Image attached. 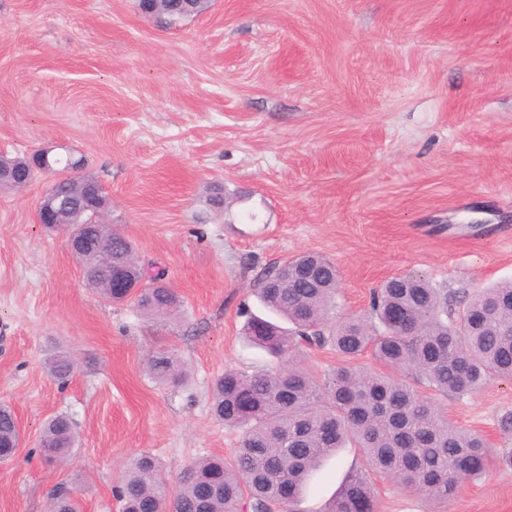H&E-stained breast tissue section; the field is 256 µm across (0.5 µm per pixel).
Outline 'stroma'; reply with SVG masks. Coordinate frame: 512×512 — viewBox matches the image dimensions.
Segmentation results:
<instances>
[{
	"mask_svg": "<svg viewBox=\"0 0 512 512\" xmlns=\"http://www.w3.org/2000/svg\"><path fill=\"white\" fill-rule=\"evenodd\" d=\"M58 144L87 158L110 221L140 264L166 269L182 314L147 320L89 288L65 233L37 221L45 177L0 192V402L25 433L0 463V512H48L60 483L83 512H119L134 457L154 455L175 484L236 448L212 385L275 367L241 332L290 258L333 261L350 315L407 272L452 298L512 281V0H210L170 28L136 0H0V152ZM60 349L77 362L64 383L47 368ZM161 349L187 384L151 377ZM418 391L493 455L512 451V379ZM58 414L77 441L49 463L38 443ZM366 469L341 449L296 512H322ZM374 483L377 512H512V468L439 505Z\"/></svg>",
	"mask_w": 512,
	"mask_h": 512,
	"instance_id": "1",
	"label": "stroma"
}]
</instances>
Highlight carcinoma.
Returning a JSON list of instances; mask_svg holds the SVG:
<instances>
[{
    "label": "carcinoma",
    "mask_w": 512,
    "mask_h": 512,
    "mask_svg": "<svg viewBox=\"0 0 512 512\" xmlns=\"http://www.w3.org/2000/svg\"><path fill=\"white\" fill-rule=\"evenodd\" d=\"M209 0H158L152 17L165 25L203 13ZM58 174L52 191L66 201L59 223L81 242L73 252L90 274V286L116 303L110 274L123 271L136 286V304L150 319H167L180 307L172 288L158 285L165 269L139 264L132 241L110 224H90L80 197L89 174L70 175L69 157L52 161ZM9 177L0 189L16 192V177L32 166L8 158ZM257 296L267 315L248 314L247 341L276 358L279 366L251 374L226 370L216 379L212 412L241 431L228 459L196 460L175 486L160 474L156 458L142 455L121 475L115 489L120 512H272L300 497L314 472L340 448H359L370 470L426 500L446 503L460 485L482 477L492 462L486 440L464 432L419 396L414 384L445 395L473 393L495 378H512V281L481 288L461 300L448 299L425 276H393L374 289L364 315L336 314V274L329 261L305 254ZM329 348L341 364L318 382L304 365V350ZM369 357L371 368L360 360ZM49 368L61 383L73 374L69 356L57 354ZM150 372L161 383L181 386L189 375L168 351L153 356ZM13 410L0 404V462L17 446ZM75 444L71 420L45 423L40 454L65 459ZM51 512H81L64 484L50 492ZM325 512H376L373 482L348 474Z\"/></svg>",
    "instance_id": "carcinoma-1"
}]
</instances>
